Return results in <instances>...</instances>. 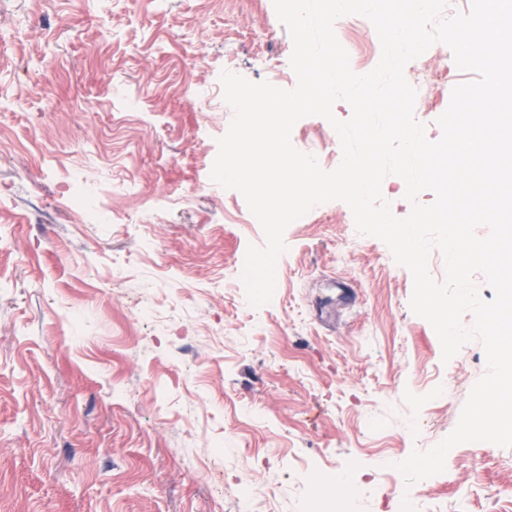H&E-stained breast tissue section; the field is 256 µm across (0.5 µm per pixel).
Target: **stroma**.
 Wrapping results in <instances>:
<instances>
[{"mask_svg":"<svg viewBox=\"0 0 512 512\" xmlns=\"http://www.w3.org/2000/svg\"><path fill=\"white\" fill-rule=\"evenodd\" d=\"M350 62L374 64L350 17ZM273 0H0V512H306L324 476L344 512H392L385 470L456 427L486 373L443 361L413 278L330 201L292 222L273 300L238 276L264 246L210 176L234 112L220 75L294 88ZM417 100L428 140L453 86ZM336 132L293 127L331 171ZM95 179L113 221L70 204ZM414 491L441 512H512V448L466 442Z\"/></svg>","mask_w":512,"mask_h":512,"instance_id":"stroma-1","label":"stroma"}]
</instances>
